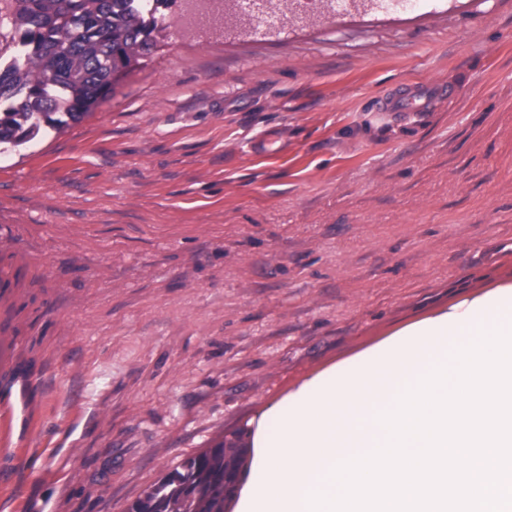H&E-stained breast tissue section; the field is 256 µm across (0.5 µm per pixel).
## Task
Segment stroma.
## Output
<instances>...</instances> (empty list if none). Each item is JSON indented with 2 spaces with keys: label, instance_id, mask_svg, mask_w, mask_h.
Masks as SVG:
<instances>
[{
  "label": "stroma",
  "instance_id": "obj_1",
  "mask_svg": "<svg viewBox=\"0 0 512 512\" xmlns=\"http://www.w3.org/2000/svg\"><path fill=\"white\" fill-rule=\"evenodd\" d=\"M309 8L264 33L166 10L83 120L0 153V512H126L328 367L512 284V0Z\"/></svg>",
  "mask_w": 512,
  "mask_h": 512
}]
</instances>
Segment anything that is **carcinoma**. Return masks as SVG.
I'll list each match as a JSON object with an SVG mask.
<instances>
[{
    "instance_id": "carcinoma-1",
    "label": "carcinoma",
    "mask_w": 512,
    "mask_h": 512,
    "mask_svg": "<svg viewBox=\"0 0 512 512\" xmlns=\"http://www.w3.org/2000/svg\"><path fill=\"white\" fill-rule=\"evenodd\" d=\"M148 19L137 18L129 0H6L0 9V56L11 39L32 47L26 67L0 69V145L19 146L48 129L79 121L108 77V65L129 67L154 46L164 20L155 0ZM243 429L185 459L165 474L127 512H226L245 471L250 448Z\"/></svg>"
}]
</instances>
